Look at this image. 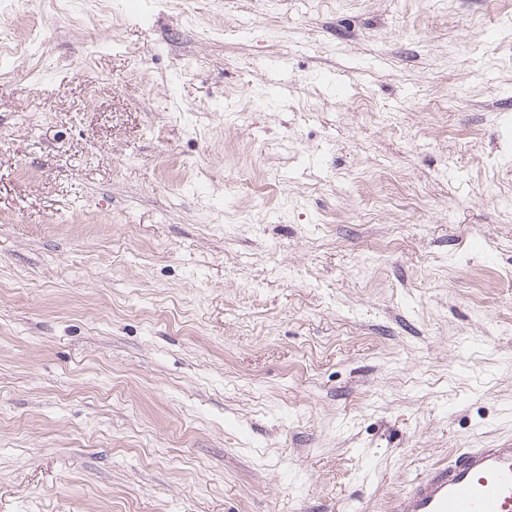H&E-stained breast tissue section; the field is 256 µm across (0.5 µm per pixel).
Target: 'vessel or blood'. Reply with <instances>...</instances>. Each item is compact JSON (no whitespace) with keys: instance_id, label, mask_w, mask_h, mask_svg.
Instances as JSON below:
<instances>
[{"instance_id":"obj_1","label":"vessel or blood","mask_w":512,"mask_h":512,"mask_svg":"<svg viewBox=\"0 0 512 512\" xmlns=\"http://www.w3.org/2000/svg\"><path fill=\"white\" fill-rule=\"evenodd\" d=\"M395 512H512V441L459 448L431 464L394 505Z\"/></svg>"}]
</instances>
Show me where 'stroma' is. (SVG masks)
I'll return each instance as SVG.
<instances>
[{
    "label": "stroma",
    "instance_id": "1",
    "mask_svg": "<svg viewBox=\"0 0 512 512\" xmlns=\"http://www.w3.org/2000/svg\"><path fill=\"white\" fill-rule=\"evenodd\" d=\"M1 42L0 512H391L512 439V0H0Z\"/></svg>",
    "mask_w": 512,
    "mask_h": 512
}]
</instances>
